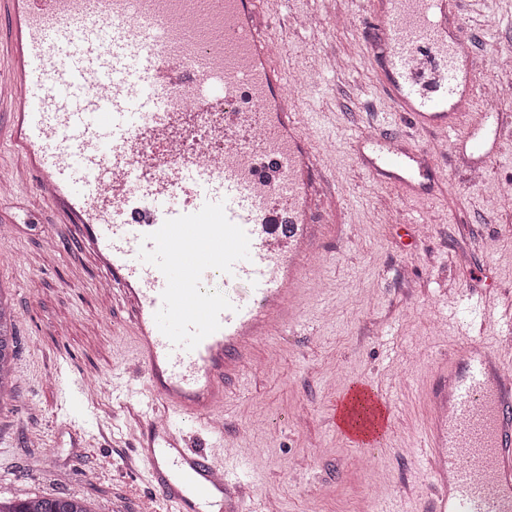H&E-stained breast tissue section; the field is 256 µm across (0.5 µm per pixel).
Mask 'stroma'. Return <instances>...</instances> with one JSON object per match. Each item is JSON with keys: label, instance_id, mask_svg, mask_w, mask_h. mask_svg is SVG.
<instances>
[{"label": "stroma", "instance_id": "stroma-1", "mask_svg": "<svg viewBox=\"0 0 512 512\" xmlns=\"http://www.w3.org/2000/svg\"><path fill=\"white\" fill-rule=\"evenodd\" d=\"M367 0H280L272 22L283 68L318 70L319 88L290 99L328 119L310 136L343 199L344 231L315 255L300 325L262 339L224 395V454L248 462L250 512H422L418 459L424 388L458 335L451 305L486 297L492 318L471 337L500 350L512 334V137L482 179L454 140L390 116L363 28ZM459 38L480 88L512 85L497 60L512 52V0H463ZM399 130L427 148L440 178L423 198L372 180L352 147L358 128ZM0 295L15 315L12 395L0 402V496H74L90 512H167L136 458L140 417L127 401L142 380L120 297L62 213L19 189L0 197ZM354 382L394 411L384 447L365 455L333 427L331 403Z\"/></svg>", "mask_w": 512, "mask_h": 512}]
</instances>
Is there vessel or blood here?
<instances>
[{
  "mask_svg": "<svg viewBox=\"0 0 512 512\" xmlns=\"http://www.w3.org/2000/svg\"><path fill=\"white\" fill-rule=\"evenodd\" d=\"M264 0H0L13 20L0 149L57 205L120 292L136 359L138 458L170 512H247L249 470L190 447L183 425L221 447L224 393L255 341L298 316L300 286L336 210L304 113L289 109L279 34ZM372 63L391 112L486 159L508 116L459 110L474 96L468 50L447 0H376ZM373 178L425 190L426 149L359 130ZM457 328L489 309L460 299ZM422 456L425 512H512V377L468 339L434 365ZM351 441L380 447L388 400L365 383L337 400Z\"/></svg>",
  "mask_w": 512,
  "mask_h": 512,
  "instance_id": "obj_1",
  "label": "vessel or blood"
}]
</instances>
